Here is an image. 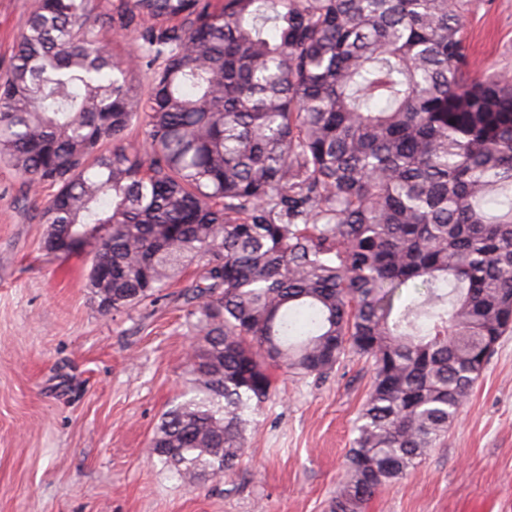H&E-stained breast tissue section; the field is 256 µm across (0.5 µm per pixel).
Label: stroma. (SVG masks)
<instances>
[{"label":"stroma","mask_w":512,"mask_h":512,"mask_svg":"<svg viewBox=\"0 0 512 512\" xmlns=\"http://www.w3.org/2000/svg\"><path fill=\"white\" fill-rule=\"evenodd\" d=\"M34 0H0V76ZM469 61L512 79V0H461ZM51 188L0 165V512H329L370 364L279 375L236 473L184 483L149 452L185 390L198 340L180 296L198 271L134 309L101 310L95 243L43 247ZM365 512H512V335L503 337L441 445Z\"/></svg>","instance_id":"stroma-1"}]
</instances>
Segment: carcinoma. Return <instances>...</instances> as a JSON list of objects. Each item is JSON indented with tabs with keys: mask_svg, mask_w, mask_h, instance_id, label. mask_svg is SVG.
Listing matches in <instances>:
<instances>
[{
	"mask_svg": "<svg viewBox=\"0 0 512 512\" xmlns=\"http://www.w3.org/2000/svg\"><path fill=\"white\" fill-rule=\"evenodd\" d=\"M138 32L140 59L101 50ZM148 71L147 88L132 76ZM145 127L148 149L126 140ZM0 161L57 187L46 249L96 241L104 311L182 297L200 342L150 451L230 475L270 369L373 380L330 512L416 469L512 334V81L458 0H37L0 80Z\"/></svg>",
	"mask_w": 512,
	"mask_h": 512,
	"instance_id": "1",
	"label": "carcinoma"
}]
</instances>
